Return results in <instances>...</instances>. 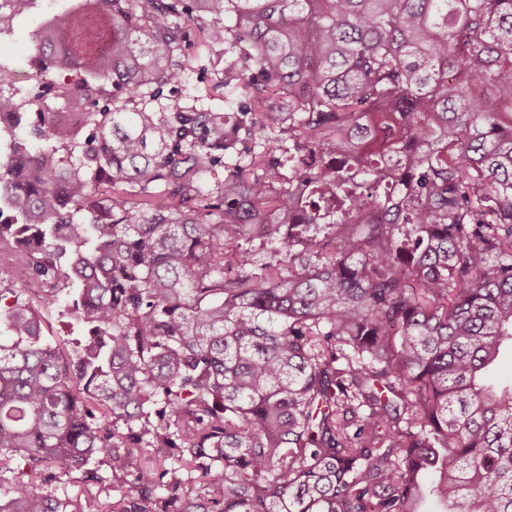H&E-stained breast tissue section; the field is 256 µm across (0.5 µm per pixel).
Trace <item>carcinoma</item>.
Returning a JSON list of instances; mask_svg holds the SVG:
<instances>
[{"instance_id":"cac0c4a2","label":"carcinoma","mask_w":512,"mask_h":512,"mask_svg":"<svg viewBox=\"0 0 512 512\" xmlns=\"http://www.w3.org/2000/svg\"><path fill=\"white\" fill-rule=\"evenodd\" d=\"M191 26L228 112L164 94ZM33 39L37 111L0 92V512H512V0H71ZM103 465L132 492L35 481ZM62 310V308L57 306L44 310V314L49 322V328L46 332L48 339L51 342L62 339L72 342V340L84 336V329ZM106 466H102L96 473H94L89 481L77 482V483H65L66 478H63V483L52 482L46 485L49 489L56 488L58 492L62 490L66 491L70 497L76 498L77 496L84 497L87 492L96 494L102 502H112V498L119 495V492L115 491L108 479V473Z\"/></svg>"}]
</instances>
